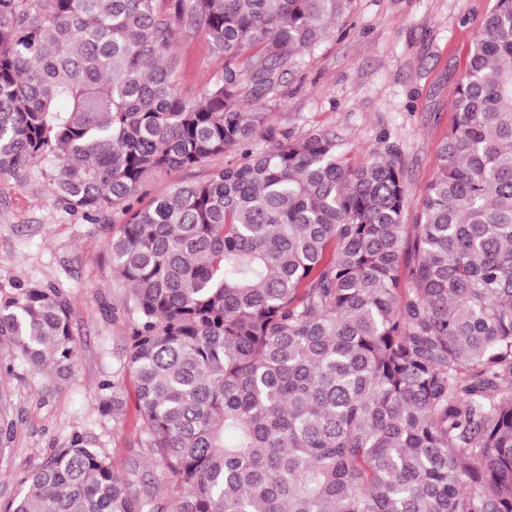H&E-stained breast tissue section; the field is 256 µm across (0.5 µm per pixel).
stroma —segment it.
<instances>
[{
  "instance_id": "stroma-1",
  "label": "stroma",
  "mask_w": 512,
  "mask_h": 512,
  "mask_svg": "<svg viewBox=\"0 0 512 512\" xmlns=\"http://www.w3.org/2000/svg\"><path fill=\"white\" fill-rule=\"evenodd\" d=\"M494 0H356L343 31L332 32L304 54L282 87L268 123L302 136L336 135L350 157L365 161L381 139L397 145L412 204L404 215L416 223L417 201L437 168V147L452 124V88ZM185 90H199L222 61L203 37L179 39ZM205 166L146 179L142 203L177 181L202 178L223 166ZM33 160L20 174L0 173V289L30 281L61 288L68 300L78 361L71 378L38 373L0 342V414L12 420L8 450L0 459V504L23 489V479L73 434L88 435L110 457L119 476L131 464L153 481L160 505H169L173 482L149 449L137 444L136 387L116 377L115 358L129 331L128 286L112 272L105 235L81 215L58 208ZM118 381L123 414L103 416L99 387Z\"/></svg>"
}]
</instances>
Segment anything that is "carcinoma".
Instances as JSON below:
<instances>
[{"mask_svg": "<svg viewBox=\"0 0 512 512\" xmlns=\"http://www.w3.org/2000/svg\"><path fill=\"white\" fill-rule=\"evenodd\" d=\"M355 0H0V172L31 162L54 202L117 207L131 290L119 368L170 512H512V0L455 81L437 169L410 206L399 148L268 126L297 55ZM223 60L198 93L172 49ZM233 151L148 205L144 179ZM74 371L61 289L0 292V340ZM100 397L118 416L117 383ZM0 512H163L79 434Z\"/></svg>", "mask_w": 512, "mask_h": 512, "instance_id": "obj_1", "label": "carcinoma"}]
</instances>
